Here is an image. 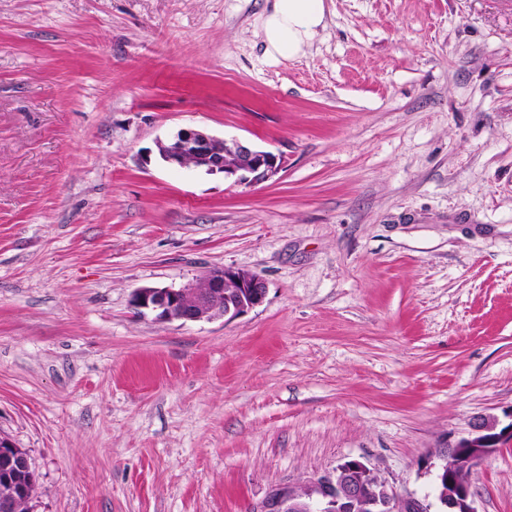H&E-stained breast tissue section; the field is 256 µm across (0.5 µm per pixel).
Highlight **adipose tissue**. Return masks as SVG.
Listing matches in <instances>:
<instances>
[{
	"mask_svg": "<svg viewBox=\"0 0 512 512\" xmlns=\"http://www.w3.org/2000/svg\"><path fill=\"white\" fill-rule=\"evenodd\" d=\"M325 0H272L261 16L266 55L295 59L304 55L325 27Z\"/></svg>",
	"mask_w": 512,
	"mask_h": 512,
	"instance_id": "ef3b65f1",
	"label": "adipose tissue"
}]
</instances>
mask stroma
<instances>
[{"label": "stroma", "instance_id": "stroma-1", "mask_svg": "<svg viewBox=\"0 0 512 512\" xmlns=\"http://www.w3.org/2000/svg\"><path fill=\"white\" fill-rule=\"evenodd\" d=\"M0 0V433L28 512H252L358 459L399 496L473 418L512 423V0ZM188 130L256 186L162 161ZM226 267L232 320L130 300ZM512 512V446L470 475ZM325 0H272L261 15L265 54L295 59L307 52L325 27ZM160 158L179 167L203 169L235 177V182L258 185L281 169V158L238 139H219L200 131H182L167 141H158ZM11 451L15 453V456L17 458L16 464L19 468L25 466L28 470L31 469L32 466H31L28 456L24 455V454H22V455L18 454L17 447L14 445L12 440L6 436L0 435V455L3 454L4 457L6 459H8L7 462L10 465L13 464V462H14V458H13L14 455L12 454ZM24 480H25L26 484L29 486L32 493H34L35 487H36V475H35V471L33 468H32V470H30L29 472L26 473Z\"/></svg>", "mask_w": 512, "mask_h": 512}]
</instances>
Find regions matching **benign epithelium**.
<instances>
[{
    "mask_svg": "<svg viewBox=\"0 0 512 512\" xmlns=\"http://www.w3.org/2000/svg\"><path fill=\"white\" fill-rule=\"evenodd\" d=\"M160 158L179 167L220 172L235 182L258 185L281 169V158L238 139H219L200 131H182L167 141L157 142ZM267 293L266 283L256 274L241 269L214 268L181 288L141 287L134 290L131 303L143 316L159 323L196 322L223 318L233 320L260 306ZM512 445V423L501 427L493 417H479L468 434L451 446L425 457L421 468L448 481L452 492L443 502L445 512H477L470 474L497 450ZM8 463L31 468L28 456L17 453L12 440L0 435V455ZM461 461L463 468L446 465L447 458ZM297 492L283 488L274 492L258 512H431L429 496L401 498L390 484L367 464L350 459L313 478ZM29 491L7 489L0 494V512H16L20 499Z\"/></svg>",
    "mask_w": 512,
    "mask_h": 512,
    "instance_id": "benign-epithelium-1",
    "label": "benign epithelium"
}]
</instances>
